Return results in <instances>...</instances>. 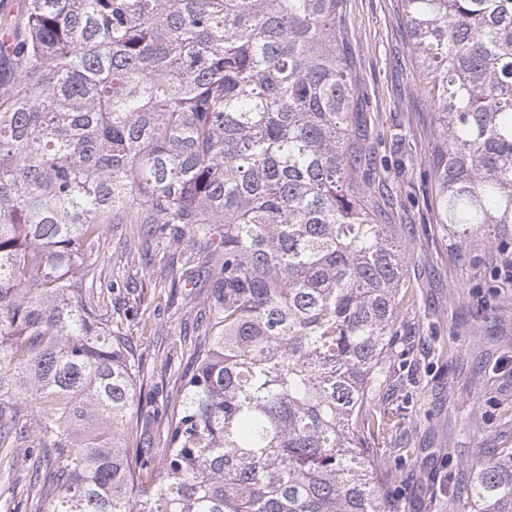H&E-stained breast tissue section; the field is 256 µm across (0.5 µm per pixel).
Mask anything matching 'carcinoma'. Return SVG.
Here are the masks:
<instances>
[{"label": "carcinoma", "mask_w": 512, "mask_h": 512, "mask_svg": "<svg viewBox=\"0 0 512 512\" xmlns=\"http://www.w3.org/2000/svg\"><path fill=\"white\" fill-rule=\"evenodd\" d=\"M400 7L438 223L512 232V0ZM0 34V448L28 512H398L374 394L404 256L363 189L347 0H22ZM107 224L213 273L159 451L129 443L140 358L85 261ZM465 493L512 512V453ZM23 451L19 456L15 451H6L5 448H0V485L3 490L4 485H7L8 473L13 477L11 481L14 479H19V483L14 492V502L11 504V507H14L21 503H25L27 500L28 492L26 486H24V480H21L20 474L22 473V465H23ZM9 476V477H10Z\"/></svg>", "instance_id": "carcinoma-1"}]
</instances>
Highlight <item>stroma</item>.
Returning <instances> with one entry per match:
<instances>
[{
	"label": "stroma",
	"mask_w": 512,
	"mask_h": 512,
	"mask_svg": "<svg viewBox=\"0 0 512 512\" xmlns=\"http://www.w3.org/2000/svg\"><path fill=\"white\" fill-rule=\"evenodd\" d=\"M350 53L357 103L375 118L372 204L397 225L411 287L400 304L404 356L392 360L376 394L378 410L394 416L396 467L385 482L399 512H469L448 498V472L512 452V244L495 228L460 238L437 223L434 185L424 178L438 134L420 85L410 34L398 0H348ZM128 224L108 225L86 253L109 278L130 290L105 295L101 312L143 359L137 387L176 397L183 370L194 362V318L206 307L210 279L200 259L191 287L172 286L167 263L175 245L154 248V264L121 259ZM493 304L484 318L478 307Z\"/></svg>",
	"instance_id": "35a3bbf8"
}]
</instances>
